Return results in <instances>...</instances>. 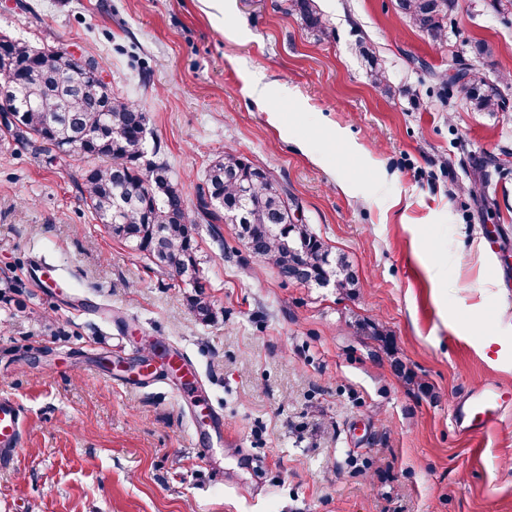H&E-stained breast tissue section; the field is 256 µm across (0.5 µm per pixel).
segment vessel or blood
I'll return each mask as SVG.
<instances>
[{"label": "vessel or blood", "instance_id": "obj_1", "mask_svg": "<svg viewBox=\"0 0 512 512\" xmlns=\"http://www.w3.org/2000/svg\"><path fill=\"white\" fill-rule=\"evenodd\" d=\"M512 408V386L490 383L464 396L455 407L453 425L469 435L481 434L502 419ZM25 416L14 400L0 397V469L12 467L21 448Z\"/></svg>", "mask_w": 512, "mask_h": 512}]
</instances>
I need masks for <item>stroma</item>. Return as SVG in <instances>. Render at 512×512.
Instances as JSON below:
<instances>
[{
  "label": "stroma",
  "mask_w": 512,
  "mask_h": 512,
  "mask_svg": "<svg viewBox=\"0 0 512 512\" xmlns=\"http://www.w3.org/2000/svg\"><path fill=\"white\" fill-rule=\"evenodd\" d=\"M316 3L322 36L287 0H0V35L99 60L189 206L235 152L360 279L283 280L204 223L192 288L87 210L84 158L0 130V395L25 415L0 512H512V413L478 438L451 422L466 391L512 385V9L459 0L438 44L397 0ZM463 67L500 107L441 82ZM47 264L63 292L32 280ZM150 341L196 384L130 380Z\"/></svg>",
  "instance_id": "stroma-1"
}]
</instances>
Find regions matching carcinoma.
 Returning a JSON list of instances; mask_svg holds the SVG:
<instances>
[{
    "instance_id": "obj_1",
    "label": "carcinoma",
    "mask_w": 512,
    "mask_h": 512,
    "mask_svg": "<svg viewBox=\"0 0 512 512\" xmlns=\"http://www.w3.org/2000/svg\"><path fill=\"white\" fill-rule=\"evenodd\" d=\"M455 6L456 0H398L409 22L434 41L445 36ZM288 10L298 12L312 31L325 33L314 0H289ZM89 63L88 68L75 66L68 56L60 55L45 66L33 58L26 44L11 40L8 53L0 54V93H4L0 101L13 110L14 120L4 124L7 131L17 140L40 142L51 162L69 154L70 138L97 131L109 118L123 129L122 137L91 139L80 151L89 160H112L110 166L85 169L81 199L93 216L106 220L115 237L147 254L160 269L182 274V280L196 288L200 222L219 224L237 212L240 236L251 244L250 253L259 260L279 272L304 267L305 273L298 279L303 284L322 286L332 281L341 292L357 286L358 279L345 258L331 255L326 243L304 221L291 220L294 209L288 194L244 157L226 152L210 166L197 198L196 214H191L166 163L149 161L145 169L139 164L146 150L145 113L89 76L102 69L93 56ZM454 78L464 82L476 109L498 107L496 86L467 68L459 69ZM117 199L124 207L115 217Z\"/></svg>"
}]
</instances>
